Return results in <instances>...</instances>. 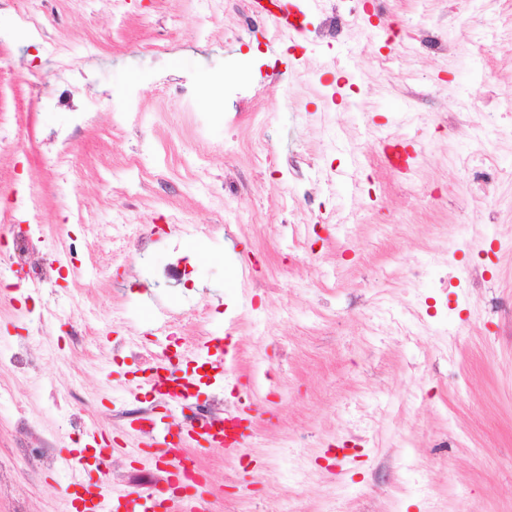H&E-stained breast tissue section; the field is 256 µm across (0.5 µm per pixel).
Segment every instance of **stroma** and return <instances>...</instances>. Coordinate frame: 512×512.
<instances>
[{
  "instance_id": "1",
  "label": "stroma",
  "mask_w": 512,
  "mask_h": 512,
  "mask_svg": "<svg viewBox=\"0 0 512 512\" xmlns=\"http://www.w3.org/2000/svg\"><path fill=\"white\" fill-rule=\"evenodd\" d=\"M295 2L306 29L275 45L270 18L247 26L251 0H42L37 34L26 0H0V241L30 226L52 266L36 285L0 257V352L31 348L28 368L0 367V512H64L71 483L30 464L18 415L57 449L74 414L151 440L181 409L142 387L131 348L217 340L226 370L200 401L260 419L254 467L199 455L212 512H239L237 485L256 487L252 512H512V0ZM478 128L498 146L486 182ZM176 257L181 280L146 282ZM259 359L273 381L256 384ZM140 403L154 428L122 417ZM110 463L111 485L163 486L150 464Z\"/></svg>"
}]
</instances>
